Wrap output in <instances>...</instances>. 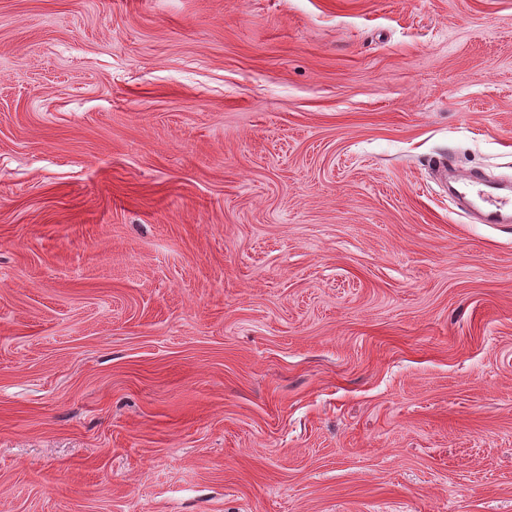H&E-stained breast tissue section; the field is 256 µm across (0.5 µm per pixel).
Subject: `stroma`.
<instances>
[{"label":"stroma","mask_w":512,"mask_h":512,"mask_svg":"<svg viewBox=\"0 0 512 512\" xmlns=\"http://www.w3.org/2000/svg\"><path fill=\"white\" fill-rule=\"evenodd\" d=\"M512 0H0V512H512ZM458 181L467 188L470 195L480 204L481 223L510 224L512 223V196L486 190L485 184L472 174L459 175Z\"/></svg>","instance_id":"35a3bbf8"}]
</instances>
